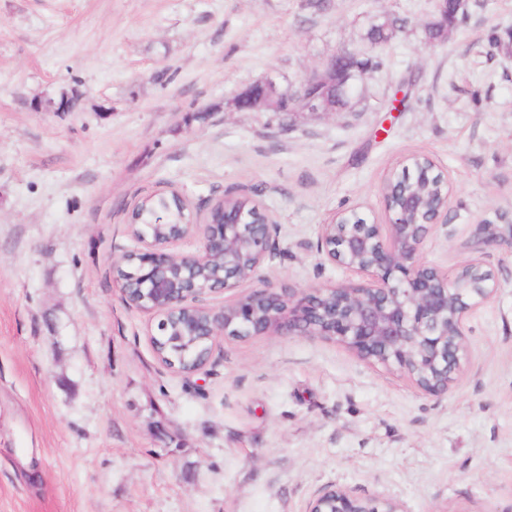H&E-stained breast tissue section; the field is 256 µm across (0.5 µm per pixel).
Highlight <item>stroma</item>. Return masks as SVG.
Returning a JSON list of instances; mask_svg holds the SVG:
<instances>
[{"instance_id":"1","label":"stroma","mask_w":512,"mask_h":512,"mask_svg":"<svg viewBox=\"0 0 512 512\" xmlns=\"http://www.w3.org/2000/svg\"><path fill=\"white\" fill-rule=\"evenodd\" d=\"M405 26L382 48L367 31ZM0 0V512H306L330 485L406 512H512V0ZM380 57L330 116L244 112L338 50ZM77 88L74 111L32 99ZM412 153L453 186L423 262L456 272L482 225L496 295L448 393L306 336L219 339L207 374L159 364L121 297L134 206L166 186L255 198L278 225L262 275L354 280L321 259L344 208L387 223Z\"/></svg>"}]
</instances>
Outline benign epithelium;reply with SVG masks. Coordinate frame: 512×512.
Listing matches in <instances>:
<instances>
[{
    "instance_id": "obj_1",
    "label": "benign epithelium",
    "mask_w": 512,
    "mask_h": 512,
    "mask_svg": "<svg viewBox=\"0 0 512 512\" xmlns=\"http://www.w3.org/2000/svg\"><path fill=\"white\" fill-rule=\"evenodd\" d=\"M356 60L353 52H337L291 92L282 93L275 83L261 81L238 93L233 105L239 111L331 115L336 112V96L350 101L358 95L365 72L352 68ZM411 169L432 186V203H426L410 179H395L393 171L381 185L388 223L370 221L351 208L336 212L320 227L319 254L362 274V282L315 288L301 295L273 288L261 271L271 257L277 224L258 201L240 196L237 205L221 200V222L190 207L194 220L184 233L164 237L151 232L166 223L163 208L154 210L148 222L130 225L140 248L116 260L113 270L121 276L127 272L126 259L132 258L130 275L143 299H130L126 288L120 289L122 298L153 314L159 326L165 328L177 319L180 335L210 337L211 353L224 336L245 339L288 332L339 344L370 365L401 372L424 395H444L469 361L468 317L496 295L500 283L480 257L468 260L451 277L421 260L432 228L448 223L453 187L426 154L406 156L401 170ZM190 235L203 240L199 254L171 251ZM213 255L224 256L220 281L195 280L194 268ZM255 281L261 287L230 303L202 302L207 294L234 291ZM308 512L406 510L397 501L363 498L345 487L331 486Z\"/></svg>"
}]
</instances>
